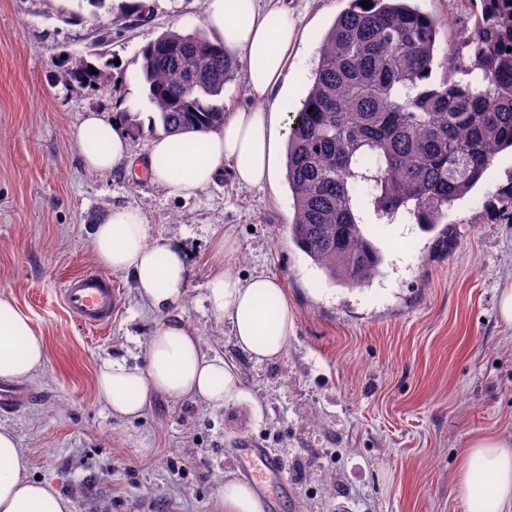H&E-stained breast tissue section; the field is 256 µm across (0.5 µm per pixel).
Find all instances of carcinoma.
Segmentation results:
<instances>
[{"mask_svg":"<svg viewBox=\"0 0 512 512\" xmlns=\"http://www.w3.org/2000/svg\"><path fill=\"white\" fill-rule=\"evenodd\" d=\"M457 46L410 0H348L326 31L285 148L291 241L331 281L368 287L384 257L363 225L404 215L432 230L512 149V0H480ZM150 129L178 135L224 123L220 96L242 61L197 30L144 46ZM443 73L433 78L436 59ZM82 84L112 73L88 60Z\"/></svg>","mask_w":512,"mask_h":512,"instance_id":"1","label":"carcinoma"}]
</instances>
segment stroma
<instances>
[{
  "mask_svg": "<svg viewBox=\"0 0 512 512\" xmlns=\"http://www.w3.org/2000/svg\"><path fill=\"white\" fill-rule=\"evenodd\" d=\"M147 2L149 14L137 19L116 0L98 10L87 0H0V295L31 315L47 349L26 382L32 402L0 415V425L16 433L30 478L53 485L72 512H224V480L239 478L247 439L283 464L292 492L282 512H471L455 489L471 438L512 444V324L498 314L512 287V215L499 200L512 183V154L449 208L453 247L408 220L370 225L386 255L381 277L339 286L288 239L284 149L264 189L240 187L226 170L190 199L123 170L83 169L75 130L84 113L112 116L119 99L130 112L148 111L141 48L171 28L204 27L203 0ZM282 3L300 19L289 63L311 73L346 0ZM415 3L452 39L480 9L475 0ZM102 19L112 22V42L96 63L113 79L73 83L67 69L88 58ZM126 204L187 249L183 317L204 351L235 364L244 386L237 401L158 397L126 419L98 398L103 358L145 363L153 317L126 274H112L120 306L97 331L68 313L62 288L98 271L89 228ZM226 239L235 251L219 265L216 246ZM219 266L280 282L295 327L279 359L241 354L229 324L214 318L206 284Z\"/></svg>",
  "mask_w": 512,
  "mask_h": 512,
  "instance_id": "1",
  "label": "stroma"
}]
</instances>
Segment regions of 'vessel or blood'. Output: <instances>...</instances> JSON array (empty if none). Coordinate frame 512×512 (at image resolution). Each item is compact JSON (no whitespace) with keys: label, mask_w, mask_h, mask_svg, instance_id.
<instances>
[{"label":"vessel or blood","mask_w":512,"mask_h":512,"mask_svg":"<svg viewBox=\"0 0 512 512\" xmlns=\"http://www.w3.org/2000/svg\"><path fill=\"white\" fill-rule=\"evenodd\" d=\"M119 290L107 276L96 272H85L71 277L63 288V303L69 314L86 327L97 329L109 325L119 306ZM30 391L19 385L0 386V411H18L27 406ZM245 455L252 467L245 475L258 489L274 485L275 498L287 500L290 487L283 478V465L257 445L246 448Z\"/></svg>","instance_id":"b4317fda"}]
</instances>
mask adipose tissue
I'll use <instances>...</instances> for the list:
<instances>
[{
    "label": "adipose tissue",
    "mask_w": 512,
    "mask_h": 512,
    "mask_svg": "<svg viewBox=\"0 0 512 512\" xmlns=\"http://www.w3.org/2000/svg\"><path fill=\"white\" fill-rule=\"evenodd\" d=\"M204 26L226 55L244 60L249 103L226 112L218 129L181 134L177 139L190 149L181 165L170 162L176 138L152 140L150 181L184 199L212 185L226 164L239 186L260 188L270 181L276 142L289 134L279 93L303 78L302 71L288 68L298 29L287 8L265 10L259 0H205ZM75 140L89 171L109 173L133 165L129 136L119 117L86 113ZM91 244L103 268L131 276L139 300L154 316L145 365L107 357L98 367L97 395L112 415H140L157 396L198 399L213 407L239 399L243 387L235 365L203 351L181 314L190 267L185 247L153 236L142 211L132 205L108 208L92 227ZM207 298L215 317L229 321L241 352L258 362L285 352L294 317L276 279L256 274L242 280L219 271L207 284ZM268 300L280 304L272 322L264 313ZM45 362V344L31 316L0 297V378H28ZM476 463L487 475L480 488L471 478ZM28 469L14 432L0 426V512H71L70 500L51 484L29 479ZM457 491L464 503L479 501L481 512H512V447L492 435L472 438L458 469Z\"/></svg>",
    "instance_id": "adipose-tissue-1"
}]
</instances>
